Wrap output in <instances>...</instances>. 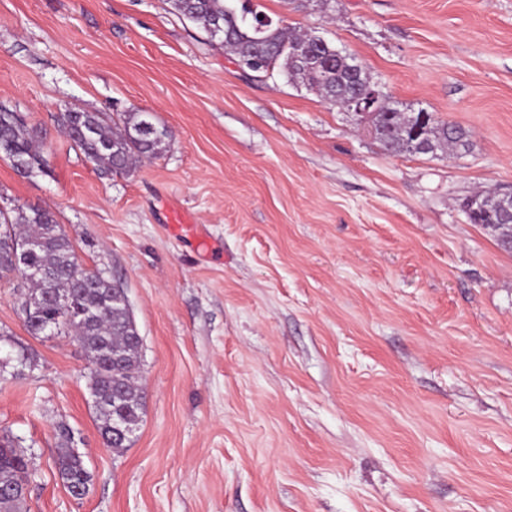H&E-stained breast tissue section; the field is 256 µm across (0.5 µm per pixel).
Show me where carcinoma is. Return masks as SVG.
I'll list each match as a JSON object with an SVG mask.
<instances>
[{
	"label": "carcinoma",
	"mask_w": 512,
	"mask_h": 512,
	"mask_svg": "<svg viewBox=\"0 0 512 512\" xmlns=\"http://www.w3.org/2000/svg\"><path fill=\"white\" fill-rule=\"evenodd\" d=\"M168 2L174 13L196 23L207 35H216L236 62L249 64L247 70L258 77L271 78L277 72L289 81L299 79L323 101L341 107L358 85L371 83L354 58H336L332 42L320 48L314 35L264 15L256 7L238 6L236 0ZM150 119L149 113L136 110L114 118L105 112L72 109L59 117L72 146L105 174L128 172L166 151L169 131L159 125L148 130L145 123ZM370 120L375 138L389 151L434 154L445 147L466 151L470 146L463 127L430 112L408 114L382 104ZM0 157L24 177L44 169L37 129L6 109H0ZM498 199L497 195L476 194L464 206H475L481 223L497 225L490 233L511 250L512 213L501 209ZM10 276L20 279L25 288L22 306L47 291L72 299L73 308L60 315L57 329L76 336L87 353L90 393L103 443L120 449L124 443L112 437L113 422L121 415L139 426L144 406V392L135 376L140 371V354L129 345L128 311L120 286L83 267L55 214L46 208L0 209V278ZM58 438L56 466L67 488L88 484V470L63 425L58 427ZM26 470L24 456L0 443V489L20 487L26 482Z\"/></svg>",
	"instance_id": "carcinoma-1"
}]
</instances>
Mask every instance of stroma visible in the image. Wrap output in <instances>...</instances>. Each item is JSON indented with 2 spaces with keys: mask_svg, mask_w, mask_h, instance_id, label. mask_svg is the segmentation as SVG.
Listing matches in <instances>:
<instances>
[{
  "mask_svg": "<svg viewBox=\"0 0 512 512\" xmlns=\"http://www.w3.org/2000/svg\"><path fill=\"white\" fill-rule=\"evenodd\" d=\"M257 2L470 148L385 150L167 0H0V108L45 160L25 178L0 158V208L54 211L143 340V421L117 451L79 341L31 335L0 279L23 512H512V252L463 209L512 192V0ZM75 107L151 113L169 147L102 173L61 131ZM62 423L92 474L81 499L56 468Z\"/></svg>",
  "mask_w": 512,
  "mask_h": 512,
  "instance_id": "stroma-1",
  "label": "stroma"
}]
</instances>
